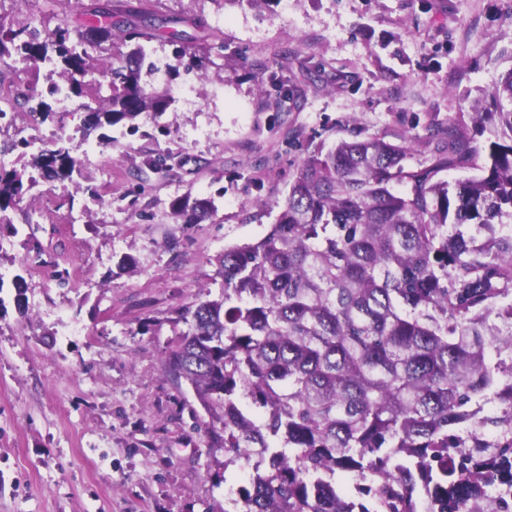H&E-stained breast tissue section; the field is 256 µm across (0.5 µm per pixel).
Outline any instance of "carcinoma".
<instances>
[{
	"label": "carcinoma",
	"mask_w": 512,
	"mask_h": 512,
	"mask_svg": "<svg viewBox=\"0 0 512 512\" xmlns=\"http://www.w3.org/2000/svg\"><path fill=\"white\" fill-rule=\"evenodd\" d=\"M49 26L28 10L0 36V58L56 64L70 93L99 77L84 131L156 120L171 88L142 81L148 44L174 20L144 12L121 35L108 5ZM112 54L95 65V53ZM125 46L124 52L120 46ZM213 44L186 47L207 78ZM491 98L512 131V68ZM430 164L405 170L406 145L341 141L303 160L274 224L224 250L220 298L178 312L167 373L222 424L224 467L253 455L248 486L222 512H505L491 488L512 486V143L486 157L454 122ZM49 181L79 168L76 148L31 154ZM471 168L453 183L435 176ZM406 184L396 192L393 182ZM23 174L0 167V226L22 194ZM212 203L187 194L175 222L199 224ZM506 401L500 413L485 405Z\"/></svg>",
	"instance_id": "carcinoma-1"
}]
</instances>
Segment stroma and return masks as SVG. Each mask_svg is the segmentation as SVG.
Wrapping results in <instances>:
<instances>
[{"label": "stroma", "mask_w": 512, "mask_h": 512, "mask_svg": "<svg viewBox=\"0 0 512 512\" xmlns=\"http://www.w3.org/2000/svg\"><path fill=\"white\" fill-rule=\"evenodd\" d=\"M109 3L132 25L143 11L181 17L186 41H152L154 56L218 42L224 55L206 83L180 65L172 85L197 107L175 99L137 133L84 135L91 88L74 114L42 124L97 153L64 185L27 169L0 227V512H222L238 469L223 467L211 417L164 369L177 311L220 295L219 256L267 232L272 203L318 147L408 140L414 170L434 151L431 131L453 120L475 146L512 140L489 97L512 68V0ZM0 81L30 98L0 123L4 141L54 98L40 64L5 60ZM294 84L297 108L284 97ZM159 154L167 171L148 165ZM89 185L106 206L91 203ZM185 194L213 200V215L175 223L170 203ZM74 209L83 223H69Z\"/></svg>", "instance_id": "35a3bbf8"}]
</instances>
